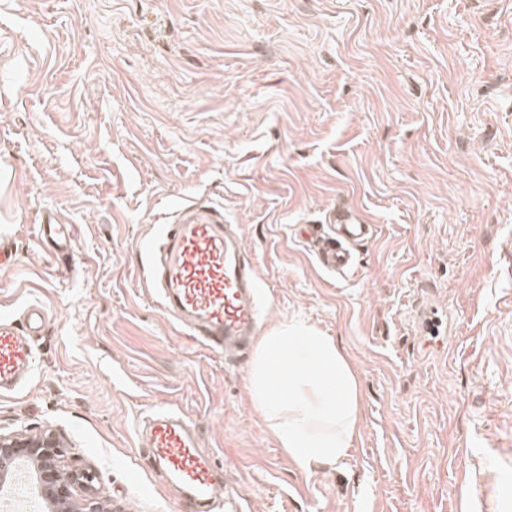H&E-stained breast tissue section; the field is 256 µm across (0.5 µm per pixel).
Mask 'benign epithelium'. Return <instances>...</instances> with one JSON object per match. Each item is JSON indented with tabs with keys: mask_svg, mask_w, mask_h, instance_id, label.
<instances>
[{
	"mask_svg": "<svg viewBox=\"0 0 512 512\" xmlns=\"http://www.w3.org/2000/svg\"><path fill=\"white\" fill-rule=\"evenodd\" d=\"M62 455L60 438L52 429L35 435L0 434V482L19 463L31 460L37 463V478L43 493L59 512H112V508L91 495V473L76 470L67 482H57Z\"/></svg>",
	"mask_w": 512,
	"mask_h": 512,
	"instance_id": "obj_1",
	"label": "benign epithelium"
}]
</instances>
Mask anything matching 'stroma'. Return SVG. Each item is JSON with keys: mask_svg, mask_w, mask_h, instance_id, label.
<instances>
[{"mask_svg": "<svg viewBox=\"0 0 512 512\" xmlns=\"http://www.w3.org/2000/svg\"><path fill=\"white\" fill-rule=\"evenodd\" d=\"M223 204L262 330L346 353L360 433L301 472L247 391L250 359L147 292L149 225ZM370 215L345 276L300 233ZM75 226L40 241L44 211ZM0 317L48 319L0 433L57 431L114 512H172L136 445L192 418L243 512H512V0H0Z\"/></svg>", "mask_w": 512, "mask_h": 512, "instance_id": "35a3bbf8", "label": "stroma"}]
</instances>
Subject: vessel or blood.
<instances>
[{"mask_svg":"<svg viewBox=\"0 0 512 512\" xmlns=\"http://www.w3.org/2000/svg\"><path fill=\"white\" fill-rule=\"evenodd\" d=\"M73 230L49 211L38 226V236L67 247ZM372 233L364 213L347 211L336 221L335 237L315 242L321 264L336 274L346 273L353 267L352 244ZM149 254L145 285L182 331L216 354L236 357L250 348L261 327L259 277L222 204L202 199L182 203L156 226ZM46 318L41 305L31 304L24 312V326L0 319V394L18 390L33 373L36 354L31 338ZM138 441L168 485L195 512H213L219 501L226 512H240L238 489L225 482L223 465L201 449L191 418L153 413L140 424Z\"/></svg>","mask_w":512,"mask_h":512,"instance_id":"obj_1","label":"vessel or blood"}]
</instances>
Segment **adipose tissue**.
Segmentation results:
<instances>
[{
	"instance_id": "adipose-tissue-1",
	"label": "adipose tissue",
	"mask_w": 512,
	"mask_h": 512,
	"mask_svg": "<svg viewBox=\"0 0 512 512\" xmlns=\"http://www.w3.org/2000/svg\"><path fill=\"white\" fill-rule=\"evenodd\" d=\"M247 386L253 407L303 473L346 458L359 430L360 393L332 337L301 320L265 332Z\"/></svg>"
}]
</instances>
